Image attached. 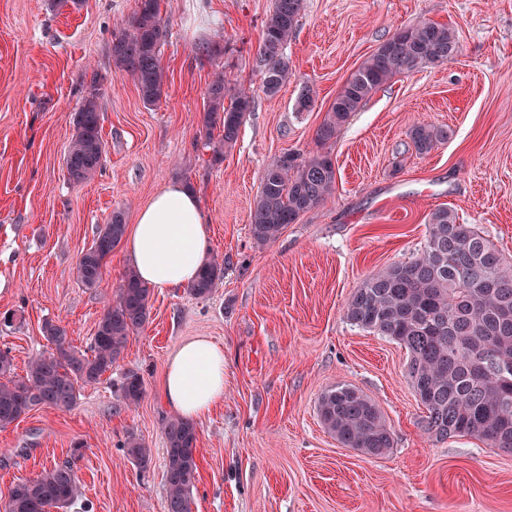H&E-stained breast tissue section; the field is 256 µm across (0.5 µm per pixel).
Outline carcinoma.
<instances>
[{
	"instance_id": "1",
	"label": "carcinoma",
	"mask_w": 512,
	"mask_h": 512,
	"mask_svg": "<svg viewBox=\"0 0 512 512\" xmlns=\"http://www.w3.org/2000/svg\"><path fill=\"white\" fill-rule=\"evenodd\" d=\"M302 0H274L265 22L257 66L262 90L276 94L291 76L285 55L298 26ZM167 29L160 0H138L126 27L112 36V64L130 77L144 104L160 102L165 75L160 64ZM455 31L420 21L397 30L351 74L316 130L325 146L336 138L363 103L394 76L422 64H443L459 53ZM208 109L202 129L214 156H223L238 140L254 94L217 77L207 88ZM75 134L65 165L75 182L91 179L103 166L105 146L97 94L74 114ZM219 131V138L213 132ZM415 151L431 152L448 140L442 126L422 124L410 133ZM336 188V166L327 151L285 153L265 167L250 219L258 245L274 242L290 224L319 208ZM123 213L112 212L92 245L76 263L77 280L87 288L100 281L106 258L121 243ZM224 278V263L213 258L187 287L196 298L209 296ZM152 289L127 271L115 299L104 309L89 351L72 345L67 328L53 320L42 326L52 352L33 357L24 375L13 372L10 349L0 348V429L37 406L71 408L79 391L98 384L123 358L128 337L149 318ZM351 324L385 336L408 352L407 379L425 408L423 427L437 440L478 439L512 453V259L506 258L473 224H462L445 207L430 213L421 252L367 277L345 309ZM124 399L144 395L139 373L128 370L121 382ZM325 428L345 448L378 457L393 447V435L377 405L358 389L342 385L325 392L318 405ZM165 443V512H192L198 475V432L188 419L174 417L162 428ZM126 457L142 470L152 451L131 436ZM80 496L79 480L68 465H56L33 479L13 483L0 496V512H68Z\"/></svg>"
}]
</instances>
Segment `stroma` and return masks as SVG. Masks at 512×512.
<instances>
[{"label": "stroma", "instance_id": "stroma-1", "mask_svg": "<svg viewBox=\"0 0 512 512\" xmlns=\"http://www.w3.org/2000/svg\"><path fill=\"white\" fill-rule=\"evenodd\" d=\"M272 8L161 0L167 86L148 107L111 57L112 35L137 0L76 9L0 0V316H14L0 323V348L10 349L15 374L49 351L45 320L89 346L129 265L117 246L93 288L75 266L113 211L133 222L159 189L183 182L224 261L209 297L153 290L123 359L72 409L39 407L0 431V491L67 462L82 492L69 512H164L166 363L202 336L224 349V400L197 423L192 512H512V454L470 437H429L405 348L345 317L368 276L419 254L436 208L454 210L512 258V0H302L286 48L292 76L269 97L255 58ZM423 20L453 28L459 55L378 88L329 147L334 194L255 245L250 215L268 161L317 151L316 129L350 75L396 30ZM216 40L223 53L203 54ZM219 76L254 93L256 106L218 161L201 123ZM93 90L105 161L77 183L63 157ZM303 96L312 105L301 112ZM421 124L447 127V143L417 154L409 132ZM128 370L144 380L135 405L119 390ZM339 384L378 405L393 433L385 455L343 447L323 426L319 399ZM131 436L152 450L147 470L124 454Z\"/></svg>", "mask_w": 512, "mask_h": 512}]
</instances>
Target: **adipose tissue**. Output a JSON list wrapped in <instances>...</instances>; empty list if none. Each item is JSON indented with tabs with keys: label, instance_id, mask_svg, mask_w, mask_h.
Here are the masks:
<instances>
[{
	"label": "adipose tissue",
	"instance_id": "ef3b65f1",
	"mask_svg": "<svg viewBox=\"0 0 512 512\" xmlns=\"http://www.w3.org/2000/svg\"><path fill=\"white\" fill-rule=\"evenodd\" d=\"M126 254L149 287L180 288L193 281L209 254L194 193L178 183L156 193L128 228ZM162 393L180 417L201 419L224 399L223 349L205 338L184 342L168 358Z\"/></svg>",
	"mask_w": 512,
	"mask_h": 512
}]
</instances>
